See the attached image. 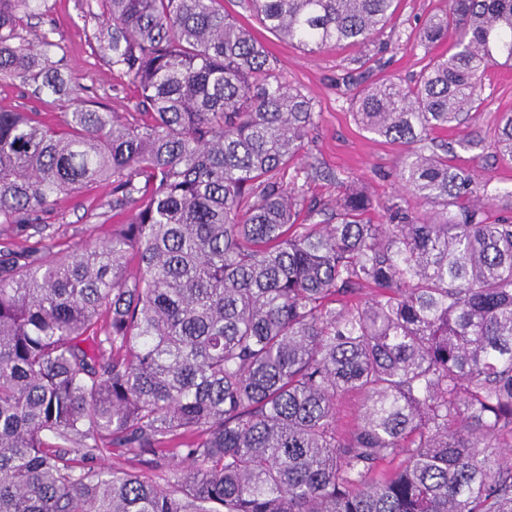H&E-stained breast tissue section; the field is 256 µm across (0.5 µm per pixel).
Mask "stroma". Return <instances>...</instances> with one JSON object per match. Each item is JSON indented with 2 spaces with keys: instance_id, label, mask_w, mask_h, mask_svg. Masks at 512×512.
Masks as SVG:
<instances>
[{
  "instance_id": "obj_1",
  "label": "stroma",
  "mask_w": 512,
  "mask_h": 512,
  "mask_svg": "<svg viewBox=\"0 0 512 512\" xmlns=\"http://www.w3.org/2000/svg\"><path fill=\"white\" fill-rule=\"evenodd\" d=\"M448 0H399L392 20L367 43L332 45L310 55L277 38L255 17L247 0H224V9L248 27L273 59L275 73L291 88L311 98L319 114L308 134L305 155L284 174L306 200L329 205L344 197L351 185L363 187L372 201L366 218L374 224L386 221L385 203L404 198L396 171L406 145L372 134L353 116L352 99L359 87L393 79L409 83L432 60L446 54L447 41L423 43L422 24ZM97 0H39L35 14L19 28L23 43H38L51 32L59 44L48 63L63 78V91L37 90L34 82L0 80V110L39 113L50 124L76 105L113 112H131L137 92L127 78L113 72L98 50L96 35L102 26ZM472 128L492 139L500 113L512 111V67L494 66L482 78V92L474 103ZM463 129L436 131V144L453 146L452 165L469 168L478 178L490 179L492 187L512 189V164L497 162L478 150L460 146ZM111 196L101 185L85 187L74 197L55 202L41 217L52 236L53 253L71 251L81 243L106 240L111 225L96 223L94 215L106 210Z\"/></svg>"
}]
</instances>
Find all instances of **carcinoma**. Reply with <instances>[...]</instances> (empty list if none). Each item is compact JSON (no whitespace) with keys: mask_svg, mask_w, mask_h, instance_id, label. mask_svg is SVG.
Masks as SVG:
<instances>
[{"mask_svg":"<svg viewBox=\"0 0 512 512\" xmlns=\"http://www.w3.org/2000/svg\"><path fill=\"white\" fill-rule=\"evenodd\" d=\"M38 2L0 0V78L56 93L50 33L19 41ZM222 3L101 0L130 117L0 111V512H512V221L488 216L512 191L410 150L425 209L306 204L280 174L319 113ZM394 3L249 0L311 54ZM449 36L413 84L360 89L357 122L405 145L469 124L512 0H450L419 40ZM461 144L512 162V113ZM91 183L110 238L48 257L41 214ZM113 448L130 467H95ZM362 398L358 394H349L339 399L337 403L336 420L341 433L347 432L359 417Z\"/></svg>","mask_w":512,"mask_h":512,"instance_id":"1","label":"carcinoma"}]
</instances>
